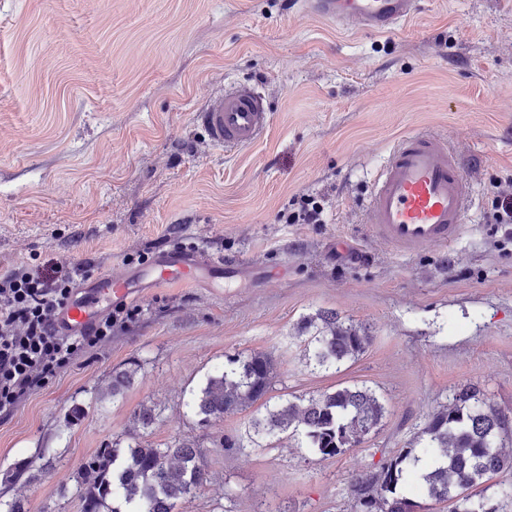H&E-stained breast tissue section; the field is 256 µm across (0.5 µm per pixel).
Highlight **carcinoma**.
I'll return each instance as SVG.
<instances>
[{
	"label": "carcinoma",
	"instance_id": "carcinoma-1",
	"mask_svg": "<svg viewBox=\"0 0 512 512\" xmlns=\"http://www.w3.org/2000/svg\"><path fill=\"white\" fill-rule=\"evenodd\" d=\"M309 336V364L316 369H340L358 358L369 343L363 325L331 311L303 317ZM141 366L132 364L112 374L110 394L116 399L133 385ZM273 358L251 352L228 360L208 374L190 393L186 407L210 424L230 411L243 410L265 399L272 389ZM381 397L368 386H339L332 392L295 396L265 407L251 420L252 442L300 435L305 447L323 458L345 454L354 443L376 431L385 418ZM158 414L151 405L134 413L133 430L147 431ZM512 434V419L487 404L477 388L453 393L451 403L435 411L425 423L422 451L404 448L379 471L357 473L351 481L354 512H417V503L403 494L415 475L426 496L449 503L451 512H497L489 505L483 483L503 469H512V457L500 446ZM79 487L82 512H122L108 507L120 501L134 512H175L177 503L206 481V469L197 447L178 441L162 447L134 441L125 448L105 447L82 465Z\"/></svg>",
	"mask_w": 512,
	"mask_h": 512
}]
</instances>
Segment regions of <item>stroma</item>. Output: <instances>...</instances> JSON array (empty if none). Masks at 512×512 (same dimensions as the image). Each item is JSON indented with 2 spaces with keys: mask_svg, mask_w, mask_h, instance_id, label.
<instances>
[{
  "mask_svg": "<svg viewBox=\"0 0 512 512\" xmlns=\"http://www.w3.org/2000/svg\"><path fill=\"white\" fill-rule=\"evenodd\" d=\"M253 83L271 125L234 153L196 119L225 87ZM447 135L475 190L462 237L405 257L371 237L363 202L404 133ZM512 178V0H421L393 32L344 30L298 0H0V275L29 263L90 264L171 249L245 263L223 285L144 288L116 328L0 420V499L80 512L83 461L146 441L200 447L207 482L176 512H353L352 474L424 444L430 414L477 386L512 416V240L490 222L491 186ZM323 224H286L296 199ZM365 324L340 370L307 362L303 316ZM252 351L274 361L272 399L364 384L382 426L323 459L284 437L248 440L261 404L202 425L185 406L214 369ZM140 364L123 398L115 371ZM85 415L65 424L66 412ZM243 440L222 448L220 438ZM53 467L15 475L37 454ZM285 223L289 224H323L325 220L324 205L311 195L300 198V209L288 214Z\"/></svg>",
  "mask_w": 512,
  "mask_h": 512,
  "instance_id": "1",
  "label": "stroma"
}]
</instances>
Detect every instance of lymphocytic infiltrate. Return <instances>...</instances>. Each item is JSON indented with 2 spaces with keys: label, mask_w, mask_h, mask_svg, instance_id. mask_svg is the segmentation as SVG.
Listing matches in <instances>:
<instances>
[{
  "label": "lymphocytic infiltrate",
  "mask_w": 512,
  "mask_h": 512,
  "mask_svg": "<svg viewBox=\"0 0 512 512\" xmlns=\"http://www.w3.org/2000/svg\"><path fill=\"white\" fill-rule=\"evenodd\" d=\"M76 274L22 264L0 276V414H11L27 396L89 348L109 339L113 328L134 320L137 309L117 305L79 336L60 335L54 315L72 298Z\"/></svg>",
  "instance_id": "lymphocytic-infiltrate-1"
}]
</instances>
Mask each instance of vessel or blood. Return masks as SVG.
I'll use <instances>...</instances> for the list:
<instances>
[{
	"label": "vessel or blood",
	"mask_w": 512,
	"mask_h": 512,
	"mask_svg": "<svg viewBox=\"0 0 512 512\" xmlns=\"http://www.w3.org/2000/svg\"><path fill=\"white\" fill-rule=\"evenodd\" d=\"M308 11L338 27L390 32L418 10V0H305ZM211 141L227 150L255 144L271 114L255 88L233 85L215 95L200 115ZM473 207L462 163L446 137L411 132L400 137L377 172L364 203L372 237L408 256L430 246L444 248L461 236ZM185 250L162 252L148 267H120L81 283L73 302L61 309L57 329L66 335L91 327L112 303L135 296L142 284L156 287L190 283L200 272L224 268Z\"/></svg>",
	"instance_id": "b4317fda"
}]
</instances>
